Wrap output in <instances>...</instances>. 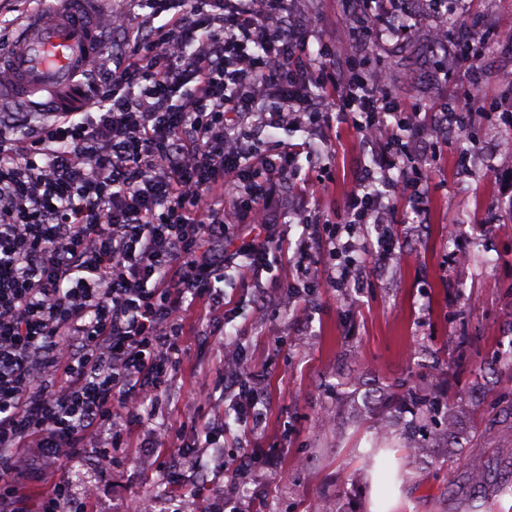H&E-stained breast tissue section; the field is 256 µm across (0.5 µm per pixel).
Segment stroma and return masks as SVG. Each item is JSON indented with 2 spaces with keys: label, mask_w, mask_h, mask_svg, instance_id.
Masks as SVG:
<instances>
[{
  "label": "stroma",
  "mask_w": 512,
  "mask_h": 512,
  "mask_svg": "<svg viewBox=\"0 0 512 512\" xmlns=\"http://www.w3.org/2000/svg\"><path fill=\"white\" fill-rule=\"evenodd\" d=\"M294 6L312 14L317 37L341 49L345 0ZM454 17L486 37L476 67L430 56L446 19L426 12L368 53L370 68L389 71L388 89L401 105L436 107L476 92L469 137L448 131L431 153L410 152L398 166L431 175L421 217L395 203L400 261L341 292L328 282L334 262L321 250L315 276L306 275L298 250L306 231L293 214L295 193L285 189L277 214L288 235L278 263L258 279L226 273L223 336L211 335L202 306L189 310L160 410L143 409L112 462L92 450L69 467L29 455L16 481L30 512L62 477L87 512H211L226 500L238 512H309L316 504L321 512H460L476 493L485 512H512V162L496 156L512 140V82L499 78L512 68V45L495 36L512 28V0H479ZM276 140L304 147L296 163L316 182L305 210L315 221L340 212L375 153L334 110L316 124L257 129L254 145L263 150ZM490 214L496 223H486ZM460 253L466 263H458ZM261 288L273 299L266 319L238 313ZM225 342L240 346L243 376L259 391V425L241 423L220 386ZM428 381L452 405L453 435L426 426L416 451H385L365 472L357 456L368 437L391 441L415 423L393 394ZM217 414L224 435L213 447L186 455L148 444L152 427L173 431ZM252 444L264 453L243 476L240 457ZM163 460L180 469V486L160 470ZM401 469L408 481L381 493L380 479ZM474 473L485 479L478 492Z\"/></svg>",
  "instance_id": "1"
}]
</instances>
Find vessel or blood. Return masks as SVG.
Masks as SVG:
<instances>
[{
    "mask_svg": "<svg viewBox=\"0 0 512 512\" xmlns=\"http://www.w3.org/2000/svg\"><path fill=\"white\" fill-rule=\"evenodd\" d=\"M97 0H51L49 9L31 12L8 54H0L8 85L0 101L34 106L37 94L74 84L76 75L97 58L104 42L97 26Z\"/></svg>",
    "mask_w": 512,
    "mask_h": 512,
    "instance_id": "b4317fda",
    "label": "vessel or blood"
}]
</instances>
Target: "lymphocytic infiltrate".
Wrapping results in <instances>:
<instances>
[{
    "label": "lymphocytic infiltrate",
    "instance_id": "obj_1",
    "mask_svg": "<svg viewBox=\"0 0 512 512\" xmlns=\"http://www.w3.org/2000/svg\"><path fill=\"white\" fill-rule=\"evenodd\" d=\"M289 0H146L115 13V69L92 63L77 112L0 115V507L24 512L14 475L28 449L56 463L98 448L109 460L144 402L158 400L184 342L183 316L204 304L224 327L219 284L232 263L260 274L280 240L270 222L279 183L299 181L293 148L261 153L241 118L288 125L293 113H350L379 145L336 223L307 225L332 256L377 234L375 266L396 255L384 226L392 199L426 208V177L392 178L399 150L433 135L421 109H400L381 72L340 71L300 55L315 30ZM354 43L378 42L393 0H351ZM249 219H224V198ZM224 380L247 419L257 394L224 349Z\"/></svg>",
    "mask_w": 512,
    "mask_h": 512
}]
</instances>
